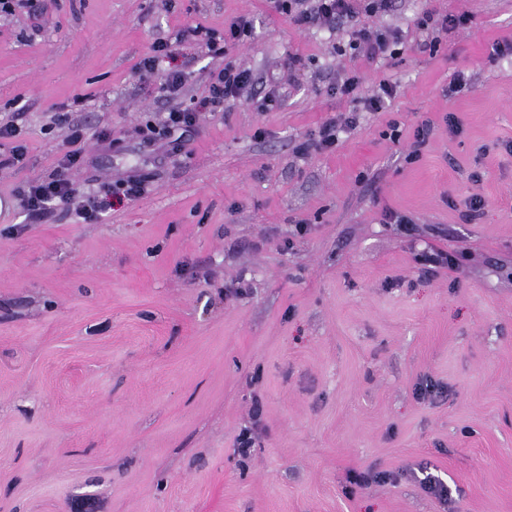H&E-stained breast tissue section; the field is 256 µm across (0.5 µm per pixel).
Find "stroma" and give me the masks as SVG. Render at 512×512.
Masks as SVG:
<instances>
[{
  "instance_id": "obj_1",
  "label": "stroma",
  "mask_w": 512,
  "mask_h": 512,
  "mask_svg": "<svg viewBox=\"0 0 512 512\" xmlns=\"http://www.w3.org/2000/svg\"><path fill=\"white\" fill-rule=\"evenodd\" d=\"M427 13L471 23L434 48ZM240 17L253 36L223 55L193 33L223 39ZM356 23L399 28V54L366 60L274 0H28L0 17V119L26 147L0 168V512H512V57L493 51L512 0H392ZM162 36L179 42L183 104L219 65L256 78L168 156L134 134L171 106L161 76L136 75ZM352 72L363 94L393 87L385 109L332 93ZM348 116L334 148L298 154ZM73 125L81 186L139 176L147 191L85 224L59 209L26 223L16 192L54 173ZM473 194L485 207L466 223ZM433 250L462 270L424 274ZM425 379L443 394L419 400Z\"/></svg>"
}]
</instances>
